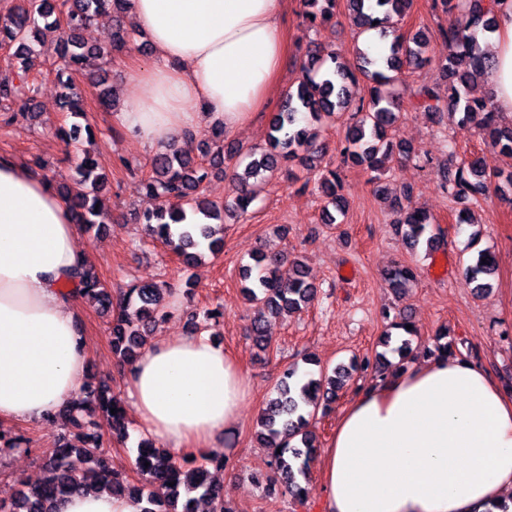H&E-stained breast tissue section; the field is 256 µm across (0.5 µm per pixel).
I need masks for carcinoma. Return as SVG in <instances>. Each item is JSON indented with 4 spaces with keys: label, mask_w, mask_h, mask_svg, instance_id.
Here are the masks:
<instances>
[{
    "label": "carcinoma",
    "mask_w": 512,
    "mask_h": 512,
    "mask_svg": "<svg viewBox=\"0 0 512 512\" xmlns=\"http://www.w3.org/2000/svg\"><path fill=\"white\" fill-rule=\"evenodd\" d=\"M128 0H15L9 12L0 19V48L11 51V57L25 60L33 51V42L53 56L51 74L62 89L61 110L65 117L84 115L82 94L74 76L84 74L102 87L101 102L114 104L111 87L107 86L108 71L96 62L127 46L129 35L116 29L112 45L102 47L86 42L82 32L101 12L125 10ZM413 0H346V9L358 35L364 42L379 40L387 45L386 53L377 57L366 49H357V66L350 67L336 52L323 53L319 48L308 51L301 69L302 77L296 88L288 89L280 112L270 123L267 147L224 150V127L212 129V137L219 140L217 150H202L195 160L192 148L172 147L158 153L152 160L151 173L140 180L143 191L158 204L137 216L145 234L160 242L181 258L190 268L205 254L217 255L223 248V239L213 236L208 221L224 222V216L243 214L255 197L256 180L272 177L281 162H298L310 169L322 155L324 145L319 132L312 126L323 127L338 118H346V127L340 149L341 163L352 162L370 172L381 170L392 156L408 157L412 149L392 137L393 128L400 119V105L385 91L403 67L423 68L431 63L427 55L428 39L417 33L412 41L391 30L393 17H403ZM306 17L311 24L325 23L335 14L336 0H303ZM498 0H433L432 7L450 15L460 6L471 14L473 32L462 35L453 26L443 30L448 43V55L436 65L437 82L423 84L411 92L413 104L432 113L448 110L459 123L477 129L493 147L512 155V126H502L490 98H470L467 88L474 79L482 77L490 66L476 43L480 32L495 29V8ZM371 83L368 95L356 99L350 86L359 79ZM447 83L448 102L441 104L438 82ZM37 94L35 81L26 67L17 68L12 80L0 82V106L11 111L28 113ZM61 140L72 147L78 160L76 174L82 189L75 192L58 188L68 202L76 223L90 231L100 227L95 210L97 194L105 185V175L99 172L97 161L90 156L86 144L91 142L90 127L73 123L70 128H57ZM248 159L243 170L232 166L224 168L225 159L240 153ZM221 171L234 188L230 203H215L207 199L204 190L214 172ZM512 189V172L488 174L475 160H462L443 172L442 188L462 205L457 213L459 224L470 223L465 205L487 194L491 185ZM319 188L330 199L334 208L342 209L343 196L340 172L328 171L320 176ZM407 204L399 206L403 217L394 221L398 236L413 252L430 253L436 249L433 221L427 213L409 204L411 192H403ZM474 249L465 266V275L476 288L487 291L495 272L493 258L486 249L478 248L480 231L469 235ZM254 264L242 268V293L254 304L258 315L250 323L248 336L256 347L267 348L268 317L298 313L317 298V288L308 280L307 271L298 258L287 260L281 254L259 252ZM417 278L416 269L398 264L385 274V282L393 291L409 288ZM74 291L91 307L103 311L112 308V291L91 264H84L73 272ZM172 288L166 283L133 284L123 293L121 313L112 321V352L123 363L134 361L140 353L156 322L166 316ZM369 366V361L353 362L350 366L337 365L332 372H300L297 364L283 372L275 396L262 411L258 439L271 449V468L281 493L300 501L304 488L299 478L306 476L317 452L316 434L309 429L322 404L330 403L352 377V372ZM96 405L106 418L112 436H127L124 409L110 389L99 383H86L82 397L58 411L56 417L66 421L65 431L59 437L56 456L46 468L45 478L29 486L8 501L0 502V512H49L50 505L61 506L76 493L91 494L102 484L116 497H126L138 504V512H197L198 498L207 499L209 512H224V485L209 480L208 464L192 470L184 469L180 460L170 452L141 443L135 458V469L142 482L134 484L124 472L115 470L107 458L103 435L91 419H80L78 412Z\"/></svg>",
    "instance_id": "cac0c4a2"
}]
</instances>
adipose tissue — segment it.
Returning a JSON list of instances; mask_svg holds the SVG:
<instances>
[{"label":"adipose tissue","instance_id":"1","mask_svg":"<svg viewBox=\"0 0 512 512\" xmlns=\"http://www.w3.org/2000/svg\"><path fill=\"white\" fill-rule=\"evenodd\" d=\"M287 0H128L150 61L115 120L151 147L252 121L288 59ZM485 84L512 112V0L496 8ZM86 257L44 173L0 156V421H46L77 398L88 351L71 275ZM138 427L182 452L238 425L250 385L209 336L151 341L127 367ZM325 512H481L512 497V389L478 361L435 353L360 387L321 463Z\"/></svg>","mask_w":512,"mask_h":512}]
</instances>
